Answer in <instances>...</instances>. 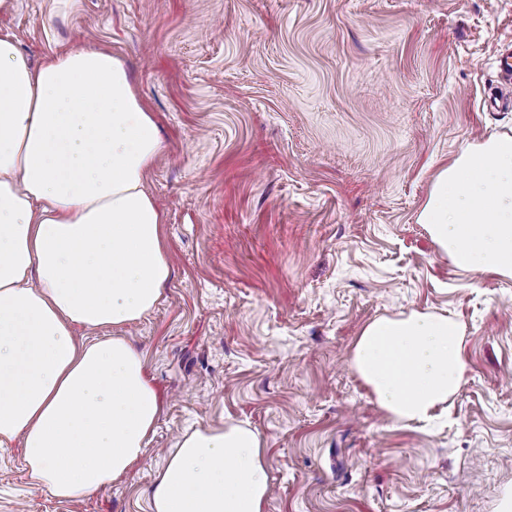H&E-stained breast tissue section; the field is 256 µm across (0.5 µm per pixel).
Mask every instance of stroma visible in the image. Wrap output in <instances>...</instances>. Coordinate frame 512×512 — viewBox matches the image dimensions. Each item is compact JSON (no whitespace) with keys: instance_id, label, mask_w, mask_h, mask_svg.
Wrapping results in <instances>:
<instances>
[{"instance_id":"stroma-1","label":"stroma","mask_w":512,"mask_h":512,"mask_svg":"<svg viewBox=\"0 0 512 512\" xmlns=\"http://www.w3.org/2000/svg\"><path fill=\"white\" fill-rule=\"evenodd\" d=\"M32 59L108 48L164 150L146 186L173 263L125 336L163 410L110 489L57 500L0 448V512H151L176 439L263 441L264 512H501L512 495V277L463 272L418 213L440 168L512 137V0H18ZM463 327L447 417L391 424L350 366L380 316Z\"/></svg>"}]
</instances>
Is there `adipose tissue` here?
I'll return each instance as SVG.
<instances>
[{
	"label": "adipose tissue",
	"mask_w": 512,
	"mask_h": 512,
	"mask_svg": "<svg viewBox=\"0 0 512 512\" xmlns=\"http://www.w3.org/2000/svg\"><path fill=\"white\" fill-rule=\"evenodd\" d=\"M162 151L119 53L71 48L35 65L0 34V447L20 442L34 486L62 501L125 474L161 411L118 331L154 310L172 274L145 187ZM418 221L461 270L512 277V137L443 167ZM462 337L445 314L383 316L351 366L390 421L424 424L464 381ZM268 493L259 433L231 423L181 437L151 506L263 512Z\"/></svg>",
	"instance_id": "adipose-tissue-1"
}]
</instances>
